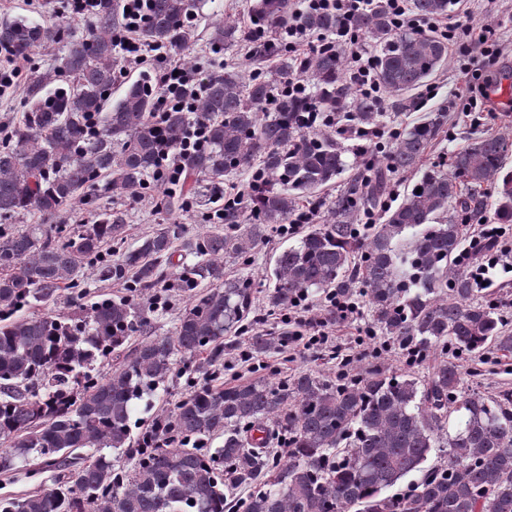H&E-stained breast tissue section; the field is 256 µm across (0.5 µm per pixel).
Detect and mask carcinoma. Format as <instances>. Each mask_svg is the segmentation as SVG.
I'll list each match as a JSON object with an SVG mask.
<instances>
[{
  "label": "carcinoma",
  "instance_id": "1",
  "mask_svg": "<svg viewBox=\"0 0 512 512\" xmlns=\"http://www.w3.org/2000/svg\"><path fill=\"white\" fill-rule=\"evenodd\" d=\"M205 0H149L143 38L169 53L189 49ZM454 0H413L432 18ZM122 0H94L87 35L24 16L0 21V48L25 58L40 45L65 42L55 71L23 79L29 110L0 145V220L35 210L43 224L0 228V473L22 475L31 457L53 472L42 491L1 498L0 512H512V390L485 396L461 388L458 353L512 352V334L494 304L482 301L457 264L462 222L493 212L512 224V173H502L512 144L495 135L470 139L427 169L420 163L448 126L438 106L400 131L382 156L362 164L332 200L322 223L284 248L269 270L268 305L286 312L302 294L333 291L366 296L371 326L406 349L437 352L427 378L389 374L367 363L356 374L225 382L217 364L224 337L257 321L253 283L228 278L224 260L249 261L270 231L288 224L350 166L346 148L310 133L301 113L313 102L349 111L357 128L381 126L380 101L353 95L343 58L331 46L300 58L278 33L295 13L292 0H249L250 26L216 24L212 45L251 42L254 58L276 57V69L249 76L228 69L208 79L198 100L208 142L182 157L183 176L160 191L170 218L127 245L124 209H100L114 191L136 200L155 190L160 150L176 149L192 115L170 110L152 120L157 73L126 81L110 95L121 61L114 35L126 23ZM300 25L313 34L336 31V14L307 10ZM375 47L374 68L395 106H413L411 92L448 63V42L422 28L398 30L386 0L353 21ZM72 78L56 82L57 73ZM306 76L313 94H288ZM274 108L265 110L267 103ZM251 171L245 205L213 210L224 232L183 236L177 221L190 203L224 198L223 177ZM419 172L396 205L392 177ZM501 181L495 204L488 186ZM75 204L97 211L92 224H67ZM379 222L363 233L360 219ZM192 257L176 287L190 292L173 332L151 334V321L127 296L81 303L80 277L124 283L132 294L169 282L173 257ZM209 291L198 292L201 284ZM68 292V313L49 308ZM48 310L28 314L35 304ZM134 336L142 337L129 345ZM288 336L256 333L254 353ZM120 356L107 373L101 365ZM206 373L198 384L192 374ZM189 390L168 413L145 423L171 375ZM224 437L212 448L206 439ZM288 444L286 458L266 451ZM134 459L127 472L104 450ZM417 476L401 492L392 489ZM252 491L246 497L237 489Z\"/></svg>",
  "mask_w": 512,
  "mask_h": 512
}]
</instances>
